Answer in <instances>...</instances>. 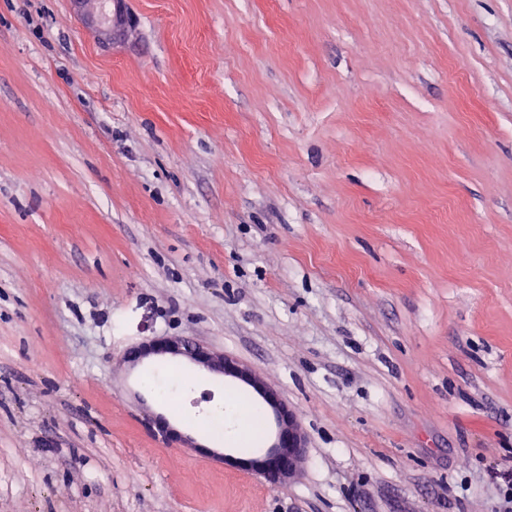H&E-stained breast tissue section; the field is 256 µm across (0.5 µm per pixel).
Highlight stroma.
<instances>
[{"mask_svg":"<svg viewBox=\"0 0 512 512\" xmlns=\"http://www.w3.org/2000/svg\"><path fill=\"white\" fill-rule=\"evenodd\" d=\"M128 7L106 48L0 0V512H504L512 0ZM175 336L297 414L298 478L213 458L241 382L120 360Z\"/></svg>","mask_w":512,"mask_h":512,"instance_id":"35a3bbf8","label":"stroma"}]
</instances>
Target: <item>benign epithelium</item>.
<instances>
[{"mask_svg": "<svg viewBox=\"0 0 512 512\" xmlns=\"http://www.w3.org/2000/svg\"><path fill=\"white\" fill-rule=\"evenodd\" d=\"M90 2L71 0L72 9L82 24L96 34L102 45H113L129 39L135 28V19L126 6V0H104L99 12L91 8ZM165 355L182 358L211 373L250 386L271 411L276 430L273 439L260 455L240 459L214 451L213 457L224 462L244 464L277 484H286L299 475L306 448L305 434L298 417L282 402L276 391L257 380L238 360L217 355L204 345L182 337L146 341L124 354L122 361L134 365L144 359Z\"/></svg>", "mask_w": 512, "mask_h": 512, "instance_id": "7a95c632", "label": "benign epithelium"}]
</instances>
